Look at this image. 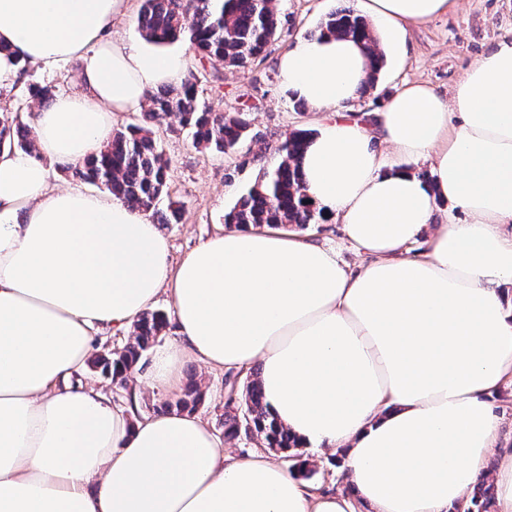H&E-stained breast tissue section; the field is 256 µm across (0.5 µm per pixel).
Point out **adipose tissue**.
<instances>
[{
  "mask_svg": "<svg viewBox=\"0 0 512 512\" xmlns=\"http://www.w3.org/2000/svg\"><path fill=\"white\" fill-rule=\"evenodd\" d=\"M360 2L395 53L410 25L458 5ZM128 5L0 0V90L21 62H81L76 91L35 112V151L0 148V512H455L488 474L496 512H512V449L496 447L490 401L512 377V238L499 231L512 223V40L449 97L407 83L365 120L346 109L366 50L297 39L276 68L319 117L303 188L363 264L348 270L296 231L230 226L174 266L144 212L48 181L49 165L105 146L117 113L186 76L184 52L113 34ZM440 199L464 221L435 225ZM420 239L426 256H407ZM163 292L177 334L136 382L174 392L189 360L258 365L271 416L300 445L345 448V488L319 491L261 451L230 453L195 413L140 418L72 384L97 332L129 331Z\"/></svg>",
  "mask_w": 512,
  "mask_h": 512,
  "instance_id": "adipose-tissue-1",
  "label": "adipose tissue"
}]
</instances>
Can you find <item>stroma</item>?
<instances>
[{
  "label": "stroma",
  "instance_id": "1",
  "mask_svg": "<svg viewBox=\"0 0 512 512\" xmlns=\"http://www.w3.org/2000/svg\"><path fill=\"white\" fill-rule=\"evenodd\" d=\"M357 8L358 0H275L281 16L279 36L267 49L263 61L245 69L223 67L218 77L201 82V95L227 112L251 102L250 119L268 144L266 162L279 161L274 148L289 133L302 129L315 132L318 117L293 106V99L280 84L276 59L298 38L316 30L327 14L339 6ZM512 38V0H458L456 10L432 20L413 25L405 58H386L375 88L369 95L354 99L355 112L381 111L390 96L405 82L423 81L441 92H448L465 68L496 40ZM77 62L63 64L48 72L27 66L12 88L0 93V114L30 123L37 109L28 94L32 84L55 86L57 93L75 90ZM171 121L160 118L153 131L159 148L171 166L170 197L182 209L180 223L163 225L170 246L172 264H179L192 249L224 229V214L251 185L258 168L245 160L243 153L219 155L194 147L185 132L170 129ZM185 379L196 381L203 393L197 409L216 435L224 433V379L219 371H209L188 362L183 367ZM78 383H92L104 388L113 402L133 405L137 414H151L155 405L166 400V393L127 384L116 388L111 377L93 367H86L74 377ZM300 455L314 475L312 484L329 489L344 486V450L320 453L310 448Z\"/></svg>",
  "mask_w": 512,
  "mask_h": 512
}]
</instances>
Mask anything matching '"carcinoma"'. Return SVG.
<instances>
[{
  "label": "carcinoma",
  "instance_id": "cac0c4a2",
  "mask_svg": "<svg viewBox=\"0 0 512 512\" xmlns=\"http://www.w3.org/2000/svg\"><path fill=\"white\" fill-rule=\"evenodd\" d=\"M273 0H143L137 19L141 36L155 44L186 41L199 60L211 65L245 68L265 57L269 44L279 33L281 20L272 6ZM318 31L340 34L364 43L372 63L368 82L358 91L363 97L374 87L384 64L373 27L348 7H341L321 22ZM30 97L41 105L54 99L50 86L32 84ZM149 108L137 122L117 131L103 150L90 155L73 168L78 179L97 185L114 197L150 212L161 224L179 221V209L168 206L159 210L163 196L169 195V161L153 136L152 125L161 116L172 117L177 129L186 130L197 148L228 153L245 140L253 144L265 142L259 132H252L246 109L224 112L199 96L198 78L194 73L179 87L164 86L149 95ZM310 139L305 130L291 132L276 147L280 161L268 170L262 165L266 148L252 153L251 162L259 165L254 183L240 195L225 215L226 225L286 226L304 228L322 219L320 211L303 193L297 160ZM29 151L33 142L27 127L0 119V144ZM167 316L162 312H144L134 324V341L112 357L97 359V365L112 376V382L124 386V373L135 368L143 353L166 329ZM202 401L198 385H191L177 400L165 401L158 412L172 409L195 411ZM245 433L256 435L268 448L285 452L296 447L288 430L271 418L261 387L253 378L243 386L237 405H225L224 438L234 440ZM492 504L491 485L483 480L470 490L463 505L464 512H489Z\"/></svg>",
  "mask_w": 512,
  "mask_h": 512
}]
</instances>
